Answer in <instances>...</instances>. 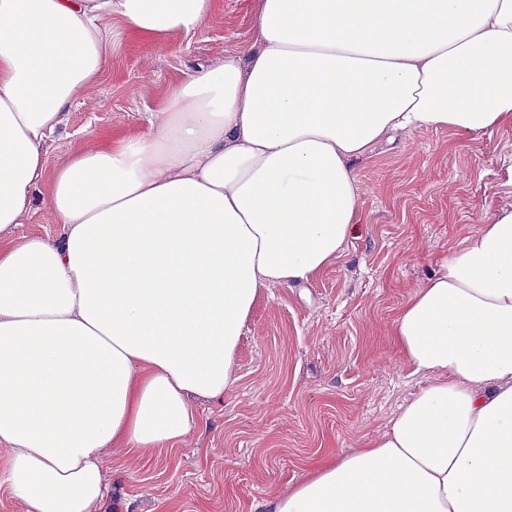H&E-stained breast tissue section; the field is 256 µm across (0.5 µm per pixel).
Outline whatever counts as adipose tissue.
<instances>
[{
    "instance_id": "ef3b65f1",
    "label": "adipose tissue",
    "mask_w": 512,
    "mask_h": 512,
    "mask_svg": "<svg viewBox=\"0 0 512 512\" xmlns=\"http://www.w3.org/2000/svg\"><path fill=\"white\" fill-rule=\"evenodd\" d=\"M215 5L0 0V489L22 512H105L109 456L171 448L194 398L223 401L261 294L342 255L374 144L512 123V0H257L247 48L49 168L112 19L190 37ZM45 182L61 233L21 236ZM388 334L420 386L263 512H512V210Z\"/></svg>"
}]
</instances>
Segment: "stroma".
<instances>
[{
  "mask_svg": "<svg viewBox=\"0 0 512 512\" xmlns=\"http://www.w3.org/2000/svg\"><path fill=\"white\" fill-rule=\"evenodd\" d=\"M256 0H218L192 38L133 41L114 30L93 100L68 108L47 144L66 162L103 131L157 111L183 73L250 41ZM360 219L343 256L304 288L255 303L223 403H195L175 449L109 459L110 512H252L299 482L312 457L347 452L385 429L415 390L387 335L404 300L444 255L512 208V125L398 135L355 164Z\"/></svg>",
  "mask_w": 512,
  "mask_h": 512,
  "instance_id": "obj_1",
  "label": "stroma"
}]
</instances>
